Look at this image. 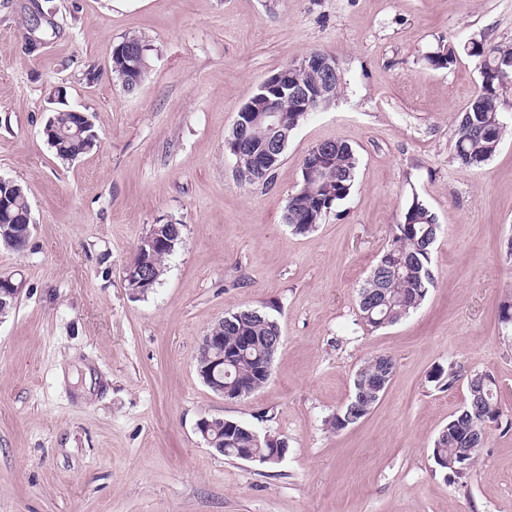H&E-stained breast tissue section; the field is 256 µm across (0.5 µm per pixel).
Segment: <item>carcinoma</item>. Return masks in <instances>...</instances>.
<instances>
[{"instance_id": "obj_1", "label": "carcinoma", "mask_w": 512, "mask_h": 512, "mask_svg": "<svg viewBox=\"0 0 512 512\" xmlns=\"http://www.w3.org/2000/svg\"><path fill=\"white\" fill-rule=\"evenodd\" d=\"M135 46L148 51L147 45L137 36H127L112 50V73L117 78L128 76L129 85L137 86L145 73L146 57H141L138 68L133 64L126 48ZM467 55L479 59L480 67L486 69L488 80L480 82L479 89L473 95L468 106L458 116L457 133L454 142V156L463 168L479 167L497 153L503 140L506 125L503 118L504 94L512 85V47L495 45L484 40L470 41L463 46ZM457 58L454 46H440L426 57L427 63L434 69H446ZM295 104L284 99L281 101L280 116L291 129L304 122L308 113L294 111ZM495 115L497 124L491 126L487 117ZM50 125L56 133L47 136V142L56 158L62 163L73 162V157L83 150L85 142L75 135L70 116L58 113ZM244 139L255 147L263 146L269 138L264 125H253L245 131L232 129L227 135L230 141ZM357 158L353 148L346 142L334 140V151L330 159L316 177L308 170H301V180L294 193L288 199L285 220L295 233L308 234L322 223L327 213L339 202L345 200L354 186ZM9 205L0 206V232L8 228L15 232V243L5 241L0 235V243L8 249L22 253L24 245L18 236L24 228L12 224V216L29 207L27 193L22 186L10 190ZM441 233V225L436 215L424 204L414 201L407 208L402 221L394 225L392 237L373 267L368 279L358 293V309L361 319L371 328L378 330L399 323L416 310L426 299L429 288L433 286L434 275L431 270V249ZM170 253L152 258L153 281L144 285L141 295L145 296L159 283L164 271V262ZM281 335L278 320L264 309L244 308L224 316V347L232 349L239 345L243 337H252L250 348L243 354L226 360L222 376L224 383L232 389H244L249 395L268 383L265 375L259 372L257 363L261 360L271 362L279 347L267 342V339ZM395 374L396 362L387 355L375 356L364 363L356 372L354 390L348 403L326 420L333 431H340L355 424L367 416L373 409L369 405L358 404V397L368 393L374 378L382 368ZM486 375L475 373L466 381L467 404L456 412L448 425L442 429L435 440L433 457L436 464L444 469L459 466L454 460L455 449L460 437L472 429V417L475 412H484L496 421L501 416L498 402V390L493 384L485 382ZM253 430L247 425L227 420L224 430L212 433L211 437L224 438V456L238 459L242 450L254 456V460L267 466H274L280 459L272 457L273 442L281 437L273 434L251 436Z\"/></svg>"}]
</instances>
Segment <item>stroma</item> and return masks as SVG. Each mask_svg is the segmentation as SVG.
<instances>
[{"instance_id":"35a3bbf8","label":"stroma","mask_w":512,"mask_h":512,"mask_svg":"<svg viewBox=\"0 0 512 512\" xmlns=\"http://www.w3.org/2000/svg\"><path fill=\"white\" fill-rule=\"evenodd\" d=\"M150 46L140 85L110 70L113 47ZM512 45V0H0V178L24 186L26 252L0 249L22 291L0 321V512H512V108L495 156L456 162L457 117L479 61L425 57L474 39ZM313 50L341 71L335 101L290 136L270 186L239 180L224 136L262 82ZM89 113L98 145L64 164L44 126ZM340 139L351 194L316 230L284 221L305 155ZM442 232L423 304L379 330L357 292L412 200ZM182 243L159 284L132 297L125 269L150 225ZM267 308L283 343L269 382L233 400L194 355L225 314ZM388 355L396 373L362 421L326 424L355 372ZM453 369L445 387L436 373ZM497 381L501 424L464 478L434 441ZM224 418L288 442L272 467L208 447Z\"/></svg>"}]
</instances>
